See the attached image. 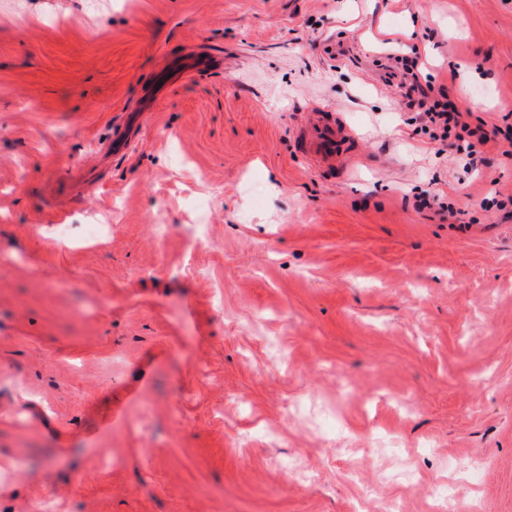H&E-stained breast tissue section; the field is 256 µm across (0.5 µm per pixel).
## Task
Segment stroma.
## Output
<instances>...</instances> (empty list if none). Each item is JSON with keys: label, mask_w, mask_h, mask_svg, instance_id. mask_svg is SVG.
<instances>
[{"label": "stroma", "mask_w": 512, "mask_h": 512, "mask_svg": "<svg viewBox=\"0 0 512 512\" xmlns=\"http://www.w3.org/2000/svg\"><path fill=\"white\" fill-rule=\"evenodd\" d=\"M410 68L505 126L512 0H0V512H512V145ZM412 81L407 85H402L405 88L402 92L403 101L409 107L415 105L421 110L419 114L424 120V125L428 127L430 136L435 141H446L452 129L459 125V118L463 114L456 103L447 99V97L440 93V98L431 96V86H427L426 91L421 85L418 84L417 76L415 73L411 74ZM417 93V98L414 94ZM310 152L317 163L334 166L347 154L351 144V133L338 122L326 120L322 114H315L306 127Z\"/></svg>", "instance_id": "obj_1"}]
</instances>
